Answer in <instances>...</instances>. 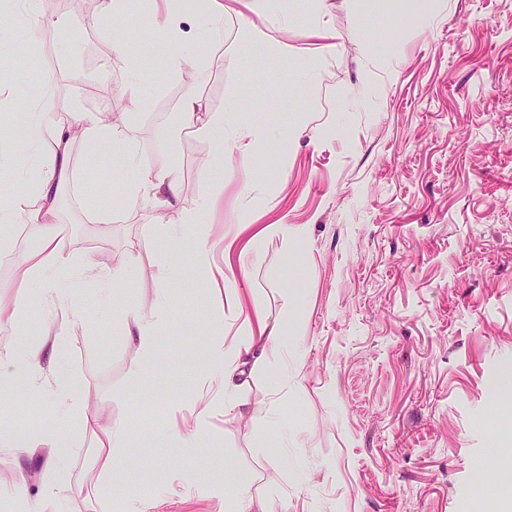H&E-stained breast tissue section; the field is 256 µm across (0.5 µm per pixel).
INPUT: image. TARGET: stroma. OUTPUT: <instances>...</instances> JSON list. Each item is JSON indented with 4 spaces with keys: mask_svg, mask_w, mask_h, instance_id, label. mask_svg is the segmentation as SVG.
<instances>
[{
    "mask_svg": "<svg viewBox=\"0 0 512 512\" xmlns=\"http://www.w3.org/2000/svg\"><path fill=\"white\" fill-rule=\"evenodd\" d=\"M417 24L394 0H288L291 29L265 20L288 44L274 57L244 47L249 0H223L221 37L204 63L171 72L170 47L147 41L150 0H128L118 31L93 20L101 0H33L0 35V86L44 84L46 112L61 103L95 113L127 137L142 164H177L180 199L205 195L214 261L244 258L235 296L191 262L193 232L175 252L158 238L174 214L124 193L127 172L108 148L73 143L80 183L61 194L65 252L111 266L135 265L109 301L81 274L70 286L85 318L19 282L17 259L36 236L5 228L0 303L20 306L19 329L0 327V372L20 341L44 345L42 378L78 385L101 429L125 423L128 449L100 469L95 435L62 416L48 397L0 393V432L55 425L75 438L65 462L0 447V493L24 483L31 502L54 494L60 512H123L120 491H138L152 512H222L211 486L223 478L283 498L288 512H504L499 470L512 468V0H429ZM36 31L47 74L16 70L15 37ZM125 43L117 54L114 40ZM147 100L125 106L132 79ZM195 88L205 111L245 129L273 127L264 150L183 128L179 104ZM268 224H304L293 263L260 235ZM169 269L168 279L155 276ZM166 288V318L138 380L126 338L130 309L151 308ZM231 300L268 318L289 306L305 350L299 392L281 406L298 428L280 448L254 376L253 417L215 405L196 447L170 437L179 402L183 435L213 378L211 343L237 322L215 309ZM266 444L259 453L258 444Z\"/></svg>",
    "mask_w": 512,
    "mask_h": 512,
    "instance_id": "1",
    "label": "stroma"
}]
</instances>
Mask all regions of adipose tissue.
<instances>
[{
	"mask_svg": "<svg viewBox=\"0 0 512 512\" xmlns=\"http://www.w3.org/2000/svg\"><path fill=\"white\" fill-rule=\"evenodd\" d=\"M162 4L149 35L175 46L169 66L177 72L185 62L182 47L189 43L203 47L219 36L224 6L220 0H194L190 10L181 7L177 0H162ZM195 14L201 15V23L195 31L185 30L186 21ZM28 108L31 142L50 139L51 151L48 158L33 159V172L23 179L24 196L35 197L37 206H24L21 200L1 201L0 225H25L39 239L38 247L27 252L16 266L20 281L38 282L47 296L66 301L70 298L65 284L70 279L71 267L54 219L62 189L76 182V168L71 160L74 139L83 138L93 151L107 145L120 153L130 174L126 191L136 200L161 208L171 206L177 194L180 173L173 165L156 169L143 166L136 152L119 137L116 127L90 113L67 106L63 109L64 120L53 122L47 120L45 113L39 112L37 103H29ZM230 315L241 322L239 335L217 339L211 347L216 374L222 384L224 406L236 410L239 415H248L247 388L255 372L261 369H272L277 373L275 383L267 391L271 406L287 401L296 390L292 365L300 358L298 347L288 341V319L282 317L271 321L261 313L255 319H245L235 308L231 309ZM158 322L157 309L147 312L137 308L128 314L126 331L137 351L130 364L132 378H139L144 363L152 356ZM0 446L27 454L42 451L51 459L61 460L70 455L73 444L69 434L46 430L34 437L13 433L0 436Z\"/></svg>",
	"mask_w": 512,
	"mask_h": 512,
	"instance_id": "obj_1",
	"label": "adipose tissue"
}]
</instances>
